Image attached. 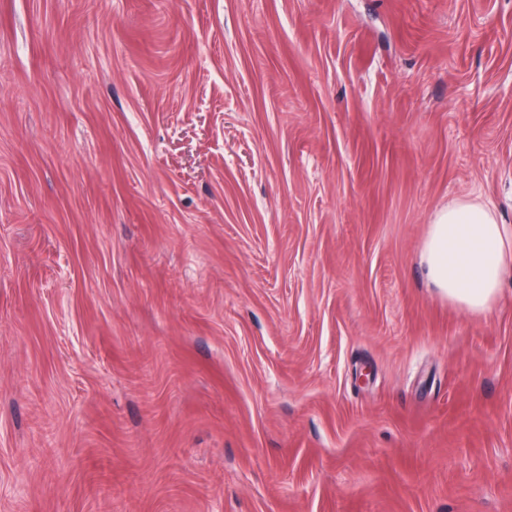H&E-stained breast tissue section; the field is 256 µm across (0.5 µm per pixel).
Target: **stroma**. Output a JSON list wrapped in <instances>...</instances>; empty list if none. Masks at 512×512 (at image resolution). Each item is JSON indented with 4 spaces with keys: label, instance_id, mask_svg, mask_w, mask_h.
Listing matches in <instances>:
<instances>
[{
    "label": "stroma",
    "instance_id": "stroma-1",
    "mask_svg": "<svg viewBox=\"0 0 512 512\" xmlns=\"http://www.w3.org/2000/svg\"><path fill=\"white\" fill-rule=\"evenodd\" d=\"M512 0H0V512H512ZM420 260L438 294L467 311L489 310L512 261V225L487 204L458 202L434 214Z\"/></svg>",
    "mask_w": 512,
    "mask_h": 512
}]
</instances>
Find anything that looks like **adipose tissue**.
<instances>
[{
	"label": "adipose tissue",
	"instance_id": "obj_1",
	"mask_svg": "<svg viewBox=\"0 0 512 512\" xmlns=\"http://www.w3.org/2000/svg\"><path fill=\"white\" fill-rule=\"evenodd\" d=\"M420 260L441 297L484 313L512 265V225L499 223L488 205L455 203L435 213Z\"/></svg>",
	"mask_w": 512,
	"mask_h": 512
}]
</instances>
